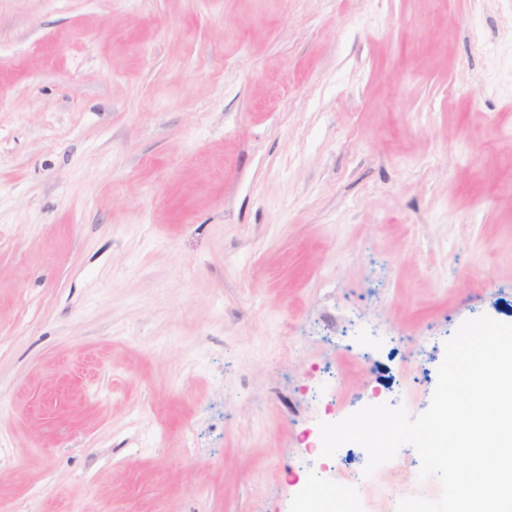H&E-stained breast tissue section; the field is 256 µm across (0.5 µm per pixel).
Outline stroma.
Listing matches in <instances>:
<instances>
[{"mask_svg":"<svg viewBox=\"0 0 512 512\" xmlns=\"http://www.w3.org/2000/svg\"><path fill=\"white\" fill-rule=\"evenodd\" d=\"M512 323V0H0V512H364Z\"/></svg>","mask_w":512,"mask_h":512,"instance_id":"obj_1","label":"stroma"}]
</instances>
